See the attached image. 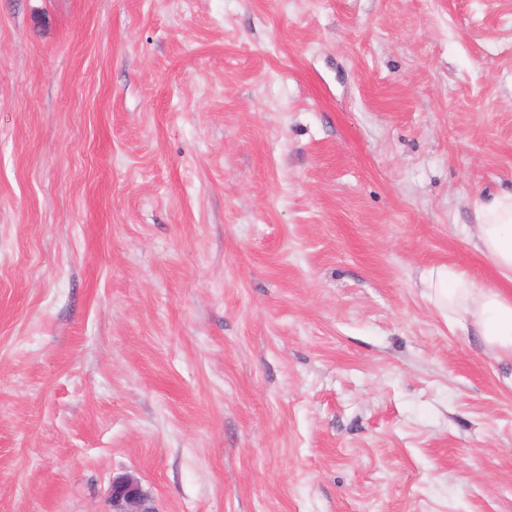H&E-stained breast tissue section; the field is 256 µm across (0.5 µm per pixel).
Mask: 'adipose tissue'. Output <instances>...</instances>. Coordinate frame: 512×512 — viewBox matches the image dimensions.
<instances>
[{
    "label": "adipose tissue",
    "instance_id": "adipose-tissue-1",
    "mask_svg": "<svg viewBox=\"0 0 512 512\" xmlns=\"http://www.w3.org/2000/svg\"><path fill=\"white\" fill-rule=\"evenodd\" d=\"M475 229L476 248L497 271L500 284L481 286L465 272L441 265L423 279L426 297L450 323L475 327L498 359L512 360V190L479 204Z\"/></svg>",
    "mask_w": 512,
    "mask_h": 512
}]
</instances>
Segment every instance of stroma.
I'll use <instances>...</instances> for the list:
<instances>
[{
  "instance_id": "35a3bbf8",
  "label": "stroma",
  "mask_w": 512,
  "mask_h": 512,
  "mask_svg": "<svg viewBox=\"0 0 512 512\" xmlns=\"http://www.w3.org/2000/svg\"><path fill=\"white\" fill-rule=\"evenodd\" d=\"M512 0H0V512H512ZM476 248L497 271L502 283L512 286V190H505L476 209ZM429 302L453 325L476 328L485 347L498 359L512 360V290L479 286L453 266L430 269L423 279ZM107 500V512H159L153 496L129 474L112 478Z\"/></svg>"
}]
</instances>
